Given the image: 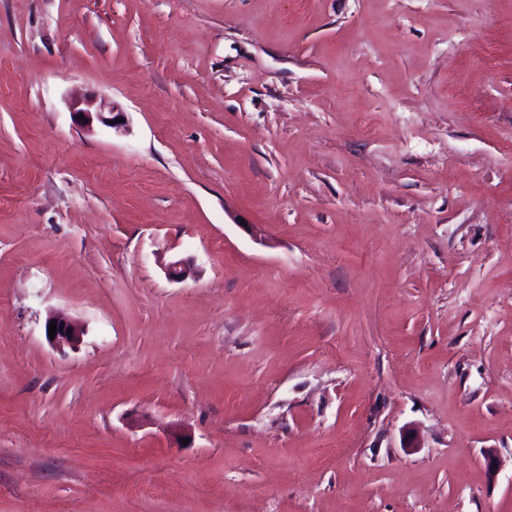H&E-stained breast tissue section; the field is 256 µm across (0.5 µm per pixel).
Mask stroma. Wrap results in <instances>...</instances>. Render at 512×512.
<instances>
[{
    "instance_id": "obj_1",
    "label": "stroma",
    "mask_w": 512,
    "mask_h": 512,
    "mask_svg": "<svg viewBox=\"0 0 512 512\" xmlns=\"http://www.w3.org/2000/svg\"><path fill=\"white\" fill-rule=\"evenodd\" d=\"M0 512H512V0H0ZM70 109L73 113L76 123L82 127L92 128L94 122H98L106 127L117 129L125 126L124 122L111 124L112 120L117 118L124 119V112H114V108L109 112H104L101 103H98L96 98L90 95H81L72 99ZM83 114L87 122L77 119V115ZM54 320H57V332L54 339H51L49 338V323ZM68 331H71V334H68ZM83 335V326L67 316L52 314L45 322V336L54 346H69L75 348L82 342Z\"/></svg>"
}]
</instances>
